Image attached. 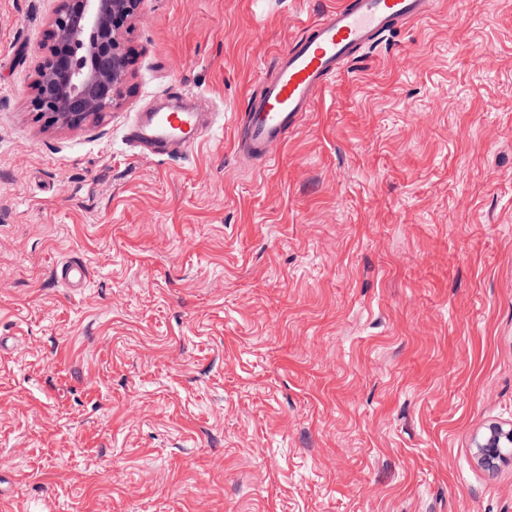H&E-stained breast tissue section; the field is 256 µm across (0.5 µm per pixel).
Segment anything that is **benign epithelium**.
Returning <instances> with one entry per match:
<instances>
[{
	"mask_svg": "<svg viewBox=\"0 0 512 512\" xmlns=\"http://www.w3.org/2000/svg\"><path fill=\"white\" fill-rule=\"evenodd\" d=\"M138 0H60L32 84L33 110L49 126L75 128L112 109L132 76L122 29ZM512 447V425L491 423L475 438L481 465L495 470Z\"/></svg>",
	"mask_w": 512,
	"mask_h": 512,
	"instance_id": "1",
	"label": "benign epithelium"
}]
</instances>
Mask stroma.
Instances as JSON below:
<instances>
[{
  "mask_svg": "<svg viewBox=\"0 0 512 512\" xmlns=\"http://www.w3.org/2000/svg\"><path fill=\"white\" fill-rule=\"evenodd\" d=\"M339 2L141 0L119 105L69 129L31 105L59 0H0L9 512H512L473 447L512 424V0H432L239 158ZM178 92L204 141L135 153Z\"/></svg>",
  "mask_w": 512,
  "mask_h": 512,
  "instance_id": "obj_1",
  "label": "stroma"
}]
</instances>
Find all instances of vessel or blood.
<instances>
[{"mask_svg": "<svg viewBox=\"0 0 512 512\" xmlns=\"http://www.w3.org/2000/svg\"><path fill=\"white\" fill-rule=\"evenodd\" d=\"M430 0H342L308 24L276 57L275 75L252 102L235 147L241 157L272 161L276 147L299 127L320 93L334 85L356 49L423 18ZM207 132L202 113L183 96L173 106L139 113L126 140L137 152L164 155L199 145Z\"/></svg>", "mask_w": 512, "mask_h": 512, "instance_id": "b4317fda", "label": "vessel or blood"}]
</instances>
